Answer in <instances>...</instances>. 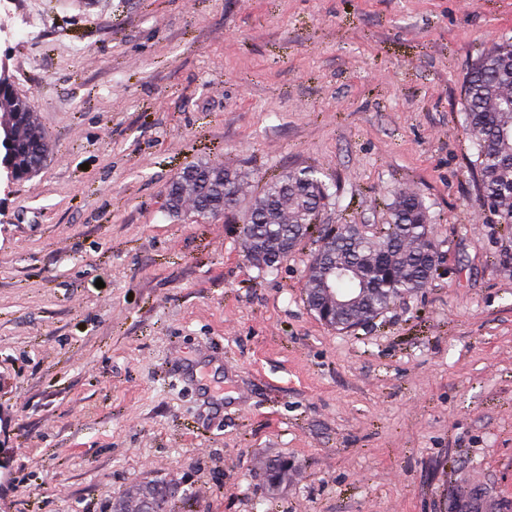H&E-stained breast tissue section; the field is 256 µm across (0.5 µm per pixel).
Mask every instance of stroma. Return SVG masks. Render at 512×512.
<instances>
[{
	"instance_id": "stroma-1",
	"label": "stroma",
	"mask_w": 512,
	"mask_h": 512,
	"mask_svg": "<svg viewBox=\"0 0 512 512\" xmlns=\"http://www.w3.org/2000/svg\"><path fill=\"white\" fill-rule=\"evenodd\" d=\"M512 0H0V72L49 143L0 177V512H512V240L463 85ZM329 187L325 224L419 195L440 267L351 331L263 273L241 211L175 218L187 165ZM288 477L270 486L271 464Z\"/></svg>"
}]
</instances>
